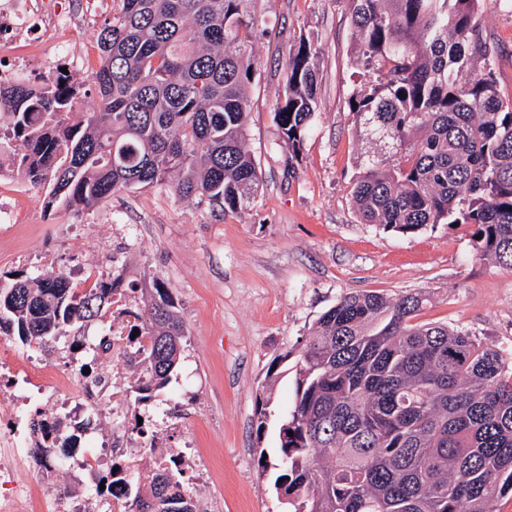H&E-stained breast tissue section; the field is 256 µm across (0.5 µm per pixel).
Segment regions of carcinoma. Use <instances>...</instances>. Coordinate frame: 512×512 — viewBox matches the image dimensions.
Listing matches in <instances>:
<instances>
[{"mask_svg": "<svg viewBox=\"0 0 512 512\" xmlns=\"http://www.w3.org/2000/svg\"><path fill=\"white\" fill-rule=\"evenodd\" d=\"M249 0H112L97 32L99 98L60 68L40 86L0 83V141L12 163L76 213L112 196L169 185L221 212L258 192L246 149L256 73ZM498 0H351L359 66L381 74L354 94L364 135L400 155L367 158L352 187L366 224L412 234L435 224L474 226L481 259L512 269V100L497 92L479 13ZM483 69L471 67L474 53ZM314 43L286 67L277 121L298 154L316 111ZM121 275L88 291L62 273L21 275L0 288V334L32 345L103 316ZM149 337L128 389L139 402L168 386L186 328L163 288L143 293ZM429 296L348 293L317 319L296 364L294 410L279 428L288 458L273 487L283 512H496L512 494V360L477 331L421 323ZM48 461L67 425L33 420ZM129 512H197L165 471L129 492Z\"/></svg>", "mask_w": 512, "mask_h": 512, "instance_id": "cac0c4a2", "label": "carcinoma"}]
</instances>
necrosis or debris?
<instances>
[{
	"label": "necrosis or debris",
	"instance_id": "4bbe7bcc",
	"mask_svg": "<svg viewBox=\"0 0 512 512\" xmlns=\"http://www.w3.org/2000/svg\"><path fill=\"white\" fill-rule=\"evenodd\" d=\"M34 13L32 0H0V47L25 40L36 27ZM138 305L136 295L127 289H118L112 296L111 366L87 374L79 368L65 372L25 356L13 361L9 372L0 373V398L10 403L8 409L0 411V480L14 486L11 493H0V512H18L19 508L36 505L34 485L18 478L17 451L32 438L31 422L11 408L12 403L26 398L31 390L48 409L56 405L59 397H70L73 407L65 418L72 439L68 448L55 453L51 465L80 474L98 470L102 458H109L114 472L100 495L109 500L112 512H127V474L141 457H148L158 470L175 466L182 473H190L194 447L168 448L156 444L142 448L137 428L126 422V408L112 400L123 385L128 354L148 343L147 337L133 333L132 316ZM103 419L112 423V440L105 456L98 449L97 438Z\"/></svg>",
	"mask_w": 512,
	"mask_h": 512
}]
</instances>
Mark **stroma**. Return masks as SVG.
Returning a JSON list of instances; mask_svg holds the SVG:
<instances>
[{
  "label": "stroma",
  "instance_id": "1",
  "mask_svg": "<svg viewBox=\"0 0 512 512\" xmlns=\"http://www.w3.org/2000/svg\"><path fill=\"white\" fill-rule=\"evenodd\" d=\"M51 14L71 23L72 78L84 107L97 100L87 78L99 65L95 30L112 17V0H49ZM256 74L250 87L246 147L260 185L253 203L221 212L183 199L167 186L114 195L92 211L47 209L33 186L0 155V195L16 201L21 219L0 223V282L13 274L65 272L86 264L119 272L122 287L167 288L188 334L176 379L151 401L165 420L168 446L193 440L204 477L192 493L202 512H281L274 472L279 422L291 413L295 362L316 319L341 295L387 297L423 290L433 296L421 322L477 330L481 340L512 351V270L475 256L468 224H438L401 235L362 223L351 187L370 148L349 109L353 93L375 85L357 65L348 0H255L251 7ZM483 37L500 95L512 99V0L484 8ZM317 48V108L296 158H289L275 113L285 94V67L301 39ZM111 315L63 329L27 346L0 335V357L30 353L62 370L91 362L89 337ZM84 349L69 352L72 342ZM266 422H259V414ZM22 478L38 485L46 507L91 499L96 478L43 475L35 446L23 450Z\"/></svg>",
  "mask_w": 512,
  "mask_h": 512
}]
</instances>
